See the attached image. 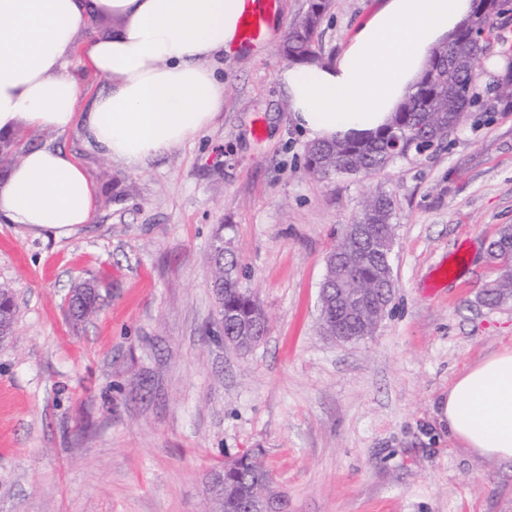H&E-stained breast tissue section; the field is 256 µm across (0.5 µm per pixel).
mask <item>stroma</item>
Listing matches in <instances>:
<instances>
[{
  "label": "stroma",
  "mask_w": 512,
  "mask_h": 512,
  "mask_svg": "<svg viewBox=\"0 0 512 512\" xmlns=\"http://www.w3.org/2000/svg\"><path fill=\"white\" fill-rule=\"evenodd\" d=\"M379 0H330L338 58ZM309 0H281L259 52L217 59L224 106L193 140L130 171L79 131L23 127L22 148L71 153L96 188L70 235L0 223V283L17 308L0 342V512H208L213 467L246 449L288 512H512V464L470 454L439 406L456 376L512 347V306L479 301L487 247L512 225V10L475 69L479 103L446 145L371 175L308 174L310 137L277 79ZM394 203V296L373 336L320 330L325 261L374 190ZM234 253L269 319L224 342L213 243ZM96 283L99 312L69 298Z\"/></svg>",
  "instance_id": "stroma-1"
}]
</instances>
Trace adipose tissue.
<instances>
[{
  "mask_svg": "<svg viewBox=\"0 0 512 512\" xmlns=\"http://www.w3.org/2000/svg\"><path fill=\"white\" fill-rule=\"evenodd\" d=\"M242 0H0V138L21 126L85 143L137 170L207 128L224 105L213 62L238 52ZM472 0H380L336 62L296 63L279 81L294 122L314 139L360 138L388 124L432 50L470 15ZM112 33L78 39L87 17ZM109 85L78 111L72 53ZM96 190L63 148H29L0 181V222L68 234L90 223ZM448 432L473 455L512 462V348L448 387Z\"/></svg>",
  "mask_w": 512,
  "mask_h": 512,
  "instance_id": "1",
  "label": "adipose tissue"
}]
</instances>
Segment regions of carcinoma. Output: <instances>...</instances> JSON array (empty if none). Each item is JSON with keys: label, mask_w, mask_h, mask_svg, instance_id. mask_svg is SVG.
Here are the masks:
<instances>
[{"label": "carcinoma", "mask_w": 512, "mask_h": 512, "mask_svg": "<svg viewBox=\"0 0 512 512\" xmlns=\"http://www.w3.org/2000/svg\"><path fill=\"white\" fill-rule=\"evenodd\" d=\"M327 0H311L306 13L288 31L281 53L296 62H325L319 45ZM502 5L496 0H473L470 15L482 27L486 37L494 32L496 16ZM462 63L450 70L438 64L446 45L436 47L416 90L394 114L390 124L366 139L317 141L309 145L308 169L321 178L366 175L386 169L401 156L391 150L395 139L404 141L410 152H419L413 143L416 131L426 137V145L437 149L448 141V134L463 125L469 108L477 102L470 92L475 64L481 50L471 45L463 28L455 33ZM370 230L359 238L344 233L329 252L323 287L330 289L320 310V329L327 336H349L358 341L373 335L381 319L374 293L395 288L391 251L395 235L394 207L390 195L383 191L364 200L354 219ZM490 257L497 264L493 283L482 291L480 302L490 307L512 304V225L502 227L491 244ZM212 280L220 307L224 342L235 347L244 343L251 328L269 326L256 299L242 288L234 257L215 256ZM88 295L71 310L78 320H86L99 311L97 286L87 284ZM16 323V306L12 289L0 284V333L12 335ZM267 467L259 453L247 450L224 463L218 471L222 488L216 498V512H241L242 503L257 492L259 478Z\"/></svg>", "instance_id": "carcinoma-1"}]
</instances>
